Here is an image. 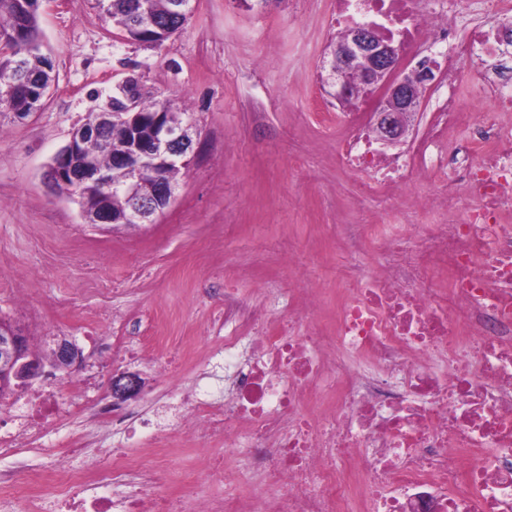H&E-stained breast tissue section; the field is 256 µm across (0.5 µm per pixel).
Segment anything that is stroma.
<instances>
[{"mask_svg":"<svg viewBox=\"0 0 512 512\" xmlns=\"http://www.w3.org/2000/svg\"><path fill=\"white\" fill-rule=\"evenodd\" d=\"M332 0H193L185 29L150 48L104 21L95 0H43L40 38L58 81L41 111L5 122L0 135V317L20 325L31 346L52 338L82 348L71 377L14 398L54 393L62 421L35 437L17 435L0 471L44 473L70 438L84 468L103 449L134 444V434L86 424L79 405L110 400L119 372L145 382L132 406L151 413L173 385L206 384L224 342V289L233 287L271 316L288 313L298 271L281 256L301 250L317 272L355 274L390 263L382 250L346 253L336 224L387 219L378 200H360L336 166V132L310 116L309 99L336 31ZM146 92L199 120L200 148L175 201L150 224L85 223L78 202L50 188L46 166L129 74ZM173 476L195 470L200 490L224 496V483H251L244 452L224 451V476L199 468L183 427L167 433Z\"/></svg>","mask_w":512,"mask_h":512,"instance_id":"1","label":"stroma"}]
</instances>
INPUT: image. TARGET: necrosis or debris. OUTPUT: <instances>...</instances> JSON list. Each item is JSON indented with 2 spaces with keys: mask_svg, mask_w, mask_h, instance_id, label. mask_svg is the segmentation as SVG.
<instances>
[{
  "mask_svg": "<svg viewBox=\"0 0 512 512\" xmlns=\"http://www.w3.org/2000/svg\"><path fill=\"white\" fill-rule=\"evenodd\" d=\"M475 2L487 21L465 27L460 0H334L337 31L374 27L404 69L423 55L437 73L441 104L405 152L376 146L366 108L316 106L360 199L408 196L431 174L438 193L408 197L404 224L435 209L445 221L419 245L404 224L351 226L398 260L337 293L330 320L315 288H289L292 331L225 289V318L247 329L224 336L232 401L198 387L136 420L247 448L251 495L204 500L189 483L174 501L162 465L110 453L76 474L56 462L60 512H512V0ZM468 68L492 111L462 110ZM118 479L137 494L109 495Z\"/></svg>",
  "mask_w": 512,
  "mask_h": 512,
  "instance_id": "4bbe7bcc",
  "label": "necrosis or debris"
}]
</instances>
